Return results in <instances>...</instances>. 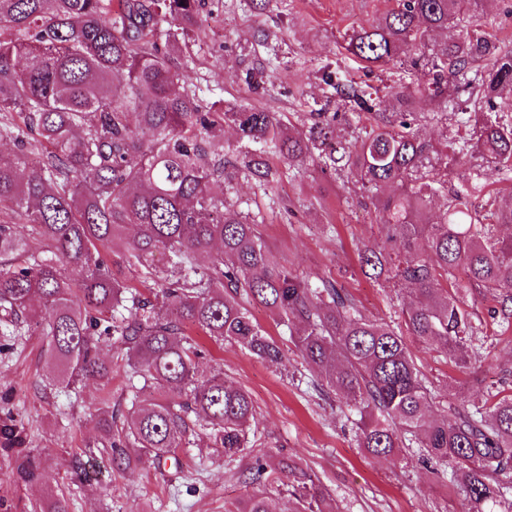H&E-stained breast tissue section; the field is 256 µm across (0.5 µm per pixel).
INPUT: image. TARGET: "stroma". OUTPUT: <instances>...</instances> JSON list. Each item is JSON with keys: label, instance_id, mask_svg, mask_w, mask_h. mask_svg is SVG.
<instances>
[{"label": "stroma", "instance_id": "obj_1", "mask_svg": "<svg viewBox=\"0 0 512 512\" xmlns=\"http://www.w3.org/2000/svg\"><path fill=\"white\" fill-rule=\"evenodd\" d=\"M210 14L183 55L189 56L188 80L197 85L204 105L215 100L256 107L275 114L289 128H302L309 112L337 113L336 133L343 145L367 138L372 116L339 98L326 78L354 81L371 93L382 111L392 109L396 93L423 76L410 57L363 67L346 45L355 31L395 5V0H270L255 11L250 0H207ZM471 29L501 52L512 51V0H480L473 14L449 24L446 40ZM415 129L422 140L448 153V188L482 185L475 206L512 202V167L498 170L474 149V115L467 94L452 106L429 97L415 98ZM274 182L261 185L239 177L215 184L238 212L258 226L268 250L312 286L332 282L352 298L365 317L402 327L401 309L412 297L367 279L358 251L376 238V191L322 160L293 165L268 155ZM471 345L476 359L457 367L444 353L411 344L410 350L433 397L432 411L450 415L461 401L489 392L512 394V320H504L497 299L470 293ZM250 318L279 344L283 363L260 359L247 349L220 344L202 333L195 340L211 357L200 369L222 363L229 380L244 387L255 405L251 427L255 446L232 459L201 437L195 447L178 449L179 468L146 464L120 471L85 447L97 435L92 420L103 405L127 416L133 390L125 371L110 383L83 379L77 391H64L45 377V341L22 336L13 350L0 352V423L12 422L26 447L43 457V481L18 483L11 457L0 452V512H26L64 495L69 512H236L252 492L247 475L255 456L268 466L289 459L324 496L327 512H468L469 504L447 470L432 471L423 449L405 446L386 458L358 448V414L342 397L321 389L303 365L286 325L263 305L246 306ZM83 454L99 482L84 488L71 481V464Z\"/></svg>", "mask_w": 512, "mask_h": 512}]
</instances>
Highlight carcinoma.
<instances>
[{
	"instance_id": "carcinoma-1",
	"label": "carcinoma",
	"mask_w": 512,
	"mask_h": 512,
	"mask_svg": "<svg viewBox=\"0 0 512 512\" xmlns=\"http://www.w3.org/2000/svg\"><path fill=\"white\" fill-rule=\"evenodd\" d=\"M477 0H398L397 7L357 31L347 51L371 67L429 46ZM206 0H0V140L41 157L21 173L22 158L0 153L1 334L32 323L46 337V365L66 389L87 376L110 382L107 352L117 346L141 388L117 424L98 410L97 447L122 471L160 466L186 445L194 427L232 456L248 447L253 400L216 366L199 373L206 351L187 329L237 344L271 362L277 342L241 304L268 308L294 335L303 362L359 413L358 447L388 457L407 437L428 459L452 469L465 498L512 512L500 476L512 469V395L479 405L464 401L453 420L432 415L431 391L406 337L444 352L459 367L472 363L475 290L512 302V206L481 213L457 195L442 218H426L431 195L446 183L441 151L411 130L402 108L448 88L470 91L485 112L476 149L495 165L512 163V125L493 117L512 89V53L469 33L444 44L446 65L421 54L414 65L429 78L395 96L397 112L378 114L377 130L346 148L336 145L337 113L313 112L308 129L290 133L261 109L204 106L177 62L182 43L200 29ZM360 111L376 104L351 85H332ZM234 127L235 160L224 159L218 132ZM261 144L290 163L314 152L336 170L399 193L378 199L379 238L360 252L363 274L418 294L402 311L405 330L362 316L348 294L313 288L278 261L256 225L212 183L242 174L267 184L273 172ZM128 224L139 227L123 236ZM166 256L155 265L156 254ZM135 267L157 286L149 297L122 273ZM466 284L448 290L439 278ZM23 483L43 480L41 453L13 435L0 449ZM257 456L251 483L262 481L240 512H275L272 496L287 485L264 477ZM301 512H325L323 498L293 491Z\"/></svg>"
}]
</instances>
